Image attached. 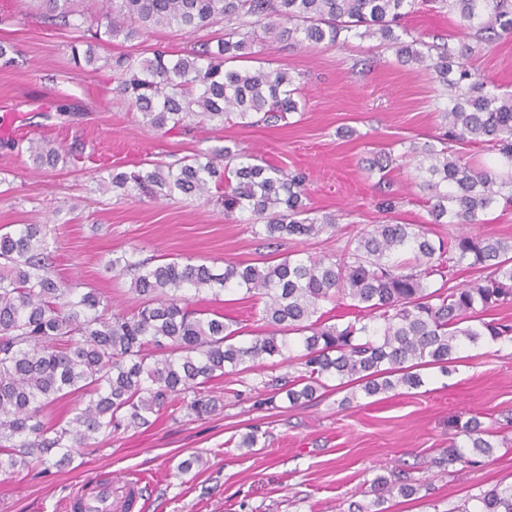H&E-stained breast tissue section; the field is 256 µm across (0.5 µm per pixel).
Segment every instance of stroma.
Masks as SVG:
<instances>
[{
  "label": "stroma",
  "instance_id": "stroma-1",
  "mask_svg": "<svg viewBox=\"0 0 512 512\" xmlns=\"http://www.w3.org/2000/svg\"><path fill=\"white\" fill-rule=\"evenodd\" d=\"M404 27L437 45L454 34L455 17L424 9ZM223 33L220 24L195 32L157 28L140 48L187 51ZM1 41L12 45L14 62L0 67V232L43 225L54 274L99 289L113 311L140 304L130 274L107 266L116 252L141 260L276 263L296 253L343 250L370 224L429 218L413 166L383 178L364 171L363 161L434 141L448 95L427 67L401 65L377 39L306 49L264 35L236 65L287 70L301 90V111L271 125H193L167 133L145 124L118 90L112 62L131 51L129 42L111 40L97 62L85 64L78 33L46 27L36 0H0ZM468 64L499 92L512 93V36ZM32 139L62 147V161L35 168L26 152ZM224 146L303 172L309 206L339 218L332 237L270 245L254 237L247 215H226L217 196L150 198L107 186L113 169L173 163ZM384 190L399 200L389 214L377 208ZM203 306L249 328L262 308L234 289L205 295ZM299 372L296 365L266 364L227 375L213 383L217 410L205 419L179 412L101 440L96 453L74 456L46 478L0 474V512H64L75 488L120 472L140 477L148 512H346L377 474L395 468L428 486L411 498H390L387 512H454L479 490L512 486V428L504 425L512 417V343L464 347L447 371L422 370V387L361 395L347 409L337 390L302 407L281 395L274 405H257L261 380ZM474 415L494 432V455L475 468L438 467L458 424ZM254 428L263 434L260 446L239 447ZM192 454L202 464L177 473L176 463Z\"/></svg>",
  "mask_w": 512,
  "mask_h": 512
}]
</instances>
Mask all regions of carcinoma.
<instances>
[{"label":"carcinoma","instance_id":"cac0c4a2","mask_svg":"<svg viewBox=\"0 0 512 512\" xmlns=\"http://www.w3.org/2000/svg\"><path fill=\"white\" fill-rule=\"evenodd\" d=\"M54 26L87 28L85 60L118 37L177 27L191 31L224 23L216 45L202 43L179 54L153 57L129 52L113 69L119 90L146 122L169 132L199 118L216 127L275 123L300 111V88L280 69L228 68L251 54L254 23L298 45L344 44L378 37L397 61L427 64L448 91L445 131L437 144L410 143L392 158L367 160L368 171L385 172L394 160L416 162L415 178L427 192L429 223L465 228L487 223L499 205H512V176L474 163L454 146L486 143L512 167V95L497 92L467 65L495 39L512 34V0H433L458 13V46L442 45L437 56L419 38L396 33L400 21L427 0H103L89 21L77 0H37ZM37 167L56 164L59 149L30 142ZM235 162L230 168L223 160ZM112 188L153 197L221 192L224 211L249 214L252 233L268 240L318 237L336 230L337 219L306 203L305 177L230 147L201 151L175 166L112 171ZM425 224H372L341 254L285 257L263 265L228 262L222 267L190 258L152 264L132 253L112 255L114 269L134 272L130 289L141 304L114 313L95 288L55 276L48 263L43 225L22 224L0 233V472L25 470L40 476L72 459L98 451V437L149 428L166 413L184 409L199 419L216 411L211 383L227 371L250 370L259 361L298 364L300 375L263 382L266 405L285 393L292 406L308 404L336 379L374 397L417 389L418 368L447 364L461 344L486 339L512 343V321L473 324L477 312L512 303V239L462 231L434 240ZM489 275L460 288L445 284L465 269ZM442 285L433 287V279ZM264 300L263 329L242 345L236 322L194 307L185 295L226 289ZM349 304L354 319L330 324L323 305ZM73 398L70 417L53 420L56 402ZM463 444L452 442L443 462L476 466L496 446L478 417L463 426ZM374 499L352 502L348 512H386V496L410 497L423 483L391 469L372 479ZM457 512H512V488L492 487L469 497Z\"/></svg>","mask_w":512,"mask_h":512}]
</instances>
